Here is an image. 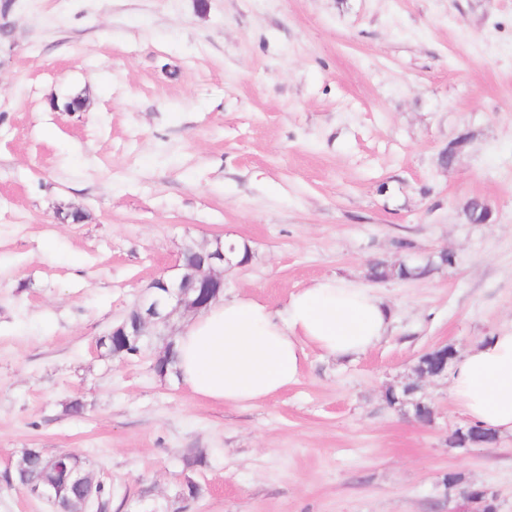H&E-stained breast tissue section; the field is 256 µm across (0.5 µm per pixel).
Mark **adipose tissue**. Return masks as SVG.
I'll return each instance as SVG.
<instances>
[{
  "mask_svg": "<svg viewBox=\"0 0 512 512\" xmlns=\"http://www.w3.org/2000/svg\"><path fill=\"white\" fill-rule=\"evenodd\" d=\"M395 321L377 289L348 277L315 280L278 310L247 294L227 295L174 337L176 379L203 399L252 405L299 381L307 347L352 360L390 336ZM448 395L469 424L512 436V327L451 361Z\"/></svg>",
  "mask_w": 512,
  "mask_h": 512,
  "instance_id": "adipose-tissue-1",
  "label": "adipose tissue"
}]
</instances>
